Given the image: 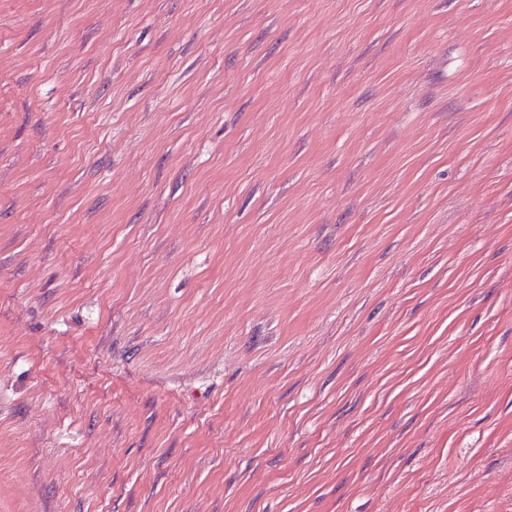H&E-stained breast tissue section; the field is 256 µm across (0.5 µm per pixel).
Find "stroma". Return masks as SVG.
<instances>
[{
	"mask_svg": "<svg viewBox=\"0 0 512 512\" xmlns=\"http://www.w3.org/2000/svg\"><path fill=\"white\" fill-rule=\"evenodd\" d=\"M0 512H512V0H0Z\"/></svg>",
	"mask_w": 512,
	"mask_h": 512,
	"instance_id": "35a3bbf8",
	"label": "stroma"
}]
</instances>
